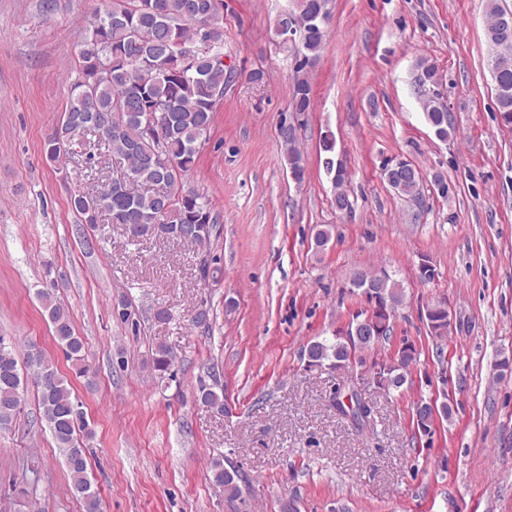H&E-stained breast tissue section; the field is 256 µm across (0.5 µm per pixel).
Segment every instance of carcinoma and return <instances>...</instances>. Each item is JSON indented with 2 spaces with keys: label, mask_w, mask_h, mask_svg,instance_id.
Wrapping results in <instances>:
<instances>
[{
  "label": "carcinoma",
  "mask_w": 512,
  "mask_h": 512,
  "mask_svg": "<svg viewBox=\"0 0 512 512\" xmlns=\"http://www.w3.org/2000/svg\"><path fill=\"white\" fill-rule=\"evenodd\" d=\"M328 0H292L291 10L313 19L306 30L302 47L304 60L315 57L326 41L327 24L319 21ZM490 20L485 29L487 67L495 90V105L502 124H512V16L489 3ZM204 45L196 54L191 71L181 67L184 48ZM224 0H109L98 13L79 50L78 68L70 83L66 108L46 143V156L56 160L68 151L71 138L84 124L101 131L105 152L127 162L126 174L144 190L130 196L124 181L115 179L95 194L70 198V207L79 220L98 223L107 214L114 224L133 225V239L144 236L182 240L188 236L209 247L221 223V215L211 202L197 191L180 195L183 183L195 167L199 149L210 132L224 88L228 82L224 63ZM426 123L438 138L454 132L450 114L439 98L420 100ZM292 111L311 108L310 85L306 80L294 83ZM160 118L161 133L149 135L145 117ZM336 142L326 135L321 142L323 158L330 163L336 185L333 205L340 213H349L353 203L342 186L348 173L337 165ZM284 161L291 178L301 184L306 168L297 141L285 144ZM403 197H422L424 184L418 172L412 179L391 184ZM351 287L365 297H379L385 318L393 320L403 301L401 284L389 274L373 281L356 274ZM44 311L53 326V337L71 362L75 372L89 375L85 342L76 333L67 309L48 290L39 292ZM427 327L438 337L448 335V311L440 304L426 307ZM374 323L355 314L348 327L336 332L333 340L310 343L306 353L312 364L324 363L334 370L349 367L356 352L369 350L390 338L393 326L384 334L373 330ZM415 344L397 352V358L376 363L387 378V390H398L408 379V369L417 361ZM173 365L171 352L163 346L155 349L154 367L167 373ZM33 381L39 396L43 418L64 457L71 480V492L83 503L84 512H102L97 487L88 478L86 441L93 436L82 403L70 384L49 362L41 349L32 346L19 360L15 346L0 336V428L9 426L19 412L28 381ZM201 399L217 412H224V393L205 385ZM416 429L434 437L435 407L421 400L415 407ZM238 471L224 468L216 460L212 465L214 484L224 488L230 498L240 495Z\"/></svg>",
  "instance_id": "cac0c4a2"
}]
</instances>
